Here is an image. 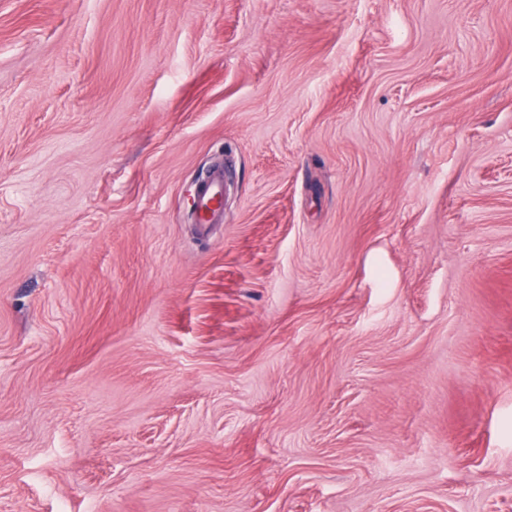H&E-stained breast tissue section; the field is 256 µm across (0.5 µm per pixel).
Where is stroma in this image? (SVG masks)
Masks as SVG:
<instances>
[{
	"instance_id": "stroma-1",
	"label": "stroma",
	"mask_w": 512,
	"mask_h": 512,
	"mask_svg": "<svg viewBox=\"0 0 512 512\" xmlns=\"http://www.w3.org/2000/svg\"><path fill=\"white\" fill-rule=\"evenodd\" d=\"M0 512H512V0H0ZM224 193L222 177L218 174L209 176L205 181L203 193L200 195L197 209V223L211 224L214 216L220 211Z\"/></svg>"
}]
</instances>
